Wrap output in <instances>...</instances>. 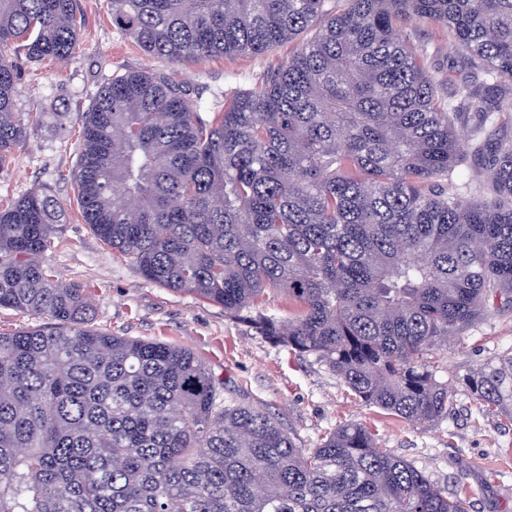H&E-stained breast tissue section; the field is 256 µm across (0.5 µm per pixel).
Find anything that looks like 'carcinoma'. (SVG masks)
<instances>
[{"instance_id":"obj_1","label":"carcinoma","mask_w":512,"mask_h":512,"mask_svg":"<svg viewBox=\"0 0 512 512\" xmlns=\"http://www.w3.org/2000/svg\"><path fill=\"white\" fill-rule=\"evenodd\" d=\"M109 4L171 69L112 78L86 112L85 223L146 280L314 356L365 403L448 419L435 359L512 310V0ZM431 24L460 53L442 82L404 32ZM309 29L261 87L214 94L210 119L176 78L188 59L262 54ZM78 46L75 0H0V166L27 136L7 50L63 61ZM64 218L40 188L0 210V308L53 321L0 332V512H467L363 425L300 448L268 413L222 400L190 350L92 327L86 290L42 262ZM268 290L285 314L262 307ZM466 385L512 420V353Z\"/></svg>"}]
</instances>
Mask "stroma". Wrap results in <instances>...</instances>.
I'll list each match as a JSON object with an SVG mask.
<instances>
[{"mask_svg":"<svg viewBox=\"0 0 512 512\" xmlns=\"http://www.w3.org/2000/svg\"><path fill=\"white\" fill-rule=\"evenodd\" d=\"M77 22L80 46L67 62L15 59L16 109L30 134L0 168V206L41 187L65 208L67 220L42 261L60 281L87 289L93 326L191 350L222 383V396L264 409L299 447H314L337 426L361 424L379 447L414 462L449 494L465 496L469 512H512V420L476 404L465 383L488 358L512 351V311L489 312L449 340L435 371L455 394L454 414L413 426L356 398L314 356L270 342L217 304L145 280L83 221L72 173L82 114L100 88L125 72L164 70L168 63L145 55L113 26L107 0H77ZM295 49L287 42L261 55L190 59L177 78L208 102L217 89L260 87Z\"/></svg>","mask_w":512,"mask_h":512,"instance_id":"35a3bbf8","label":"stroma"}]
</instances>
